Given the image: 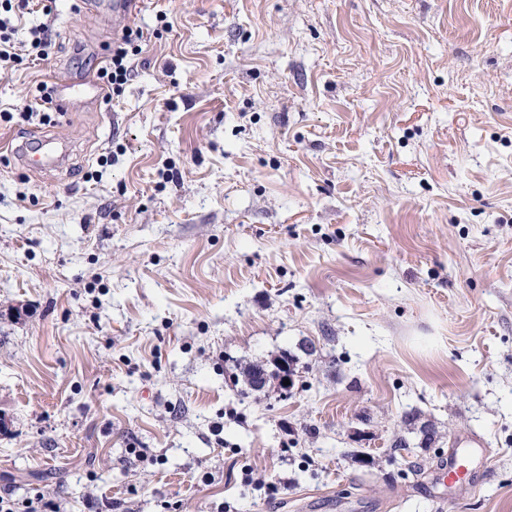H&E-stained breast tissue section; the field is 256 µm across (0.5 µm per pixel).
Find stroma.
Instances as JSON below:
<instances>
[{
    "mask_svg": "<svg viewBox=\"0 0 512 512\" xmlns=\"http://www.w3.org/2000/svg\"><path fill=\"white\" fill-rule=\"evenodd\" d=\"M128 27L120 92L20 119ZM13 42L0 496L512 512V0H144L123 28L56 0ZM33 131L68 145L58 169L13 155ZM287 357L289 397L247 387ZM407 411L434 445L394 448ZM464 451L474 480L444 486Z\"/></svg>",
    "mask_w": 512,
    "mask_h": 512,
    "instance_id": "35a3bbf8",
    "label": "stroma"
}]
</instances>
